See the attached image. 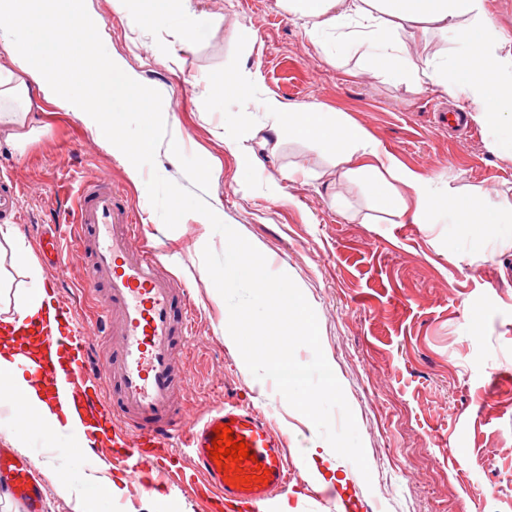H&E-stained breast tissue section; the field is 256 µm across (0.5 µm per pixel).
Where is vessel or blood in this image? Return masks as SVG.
<instances>
[{"label":"vessel or blood","mask_w":512,"mask_h":512,"mask_svg":"<svg viewBox=\"0 0 512 512\" xmlns=\"http://www.w3.org/2000/svg\"><path fill=\"white\" fill-rule=\"evenodd\" d=\"M70 227L76 248L85 249L89 263L85 291L96 302L103 339L110 353L91 358L85 331L73 307L53 308L57 344L68 355L63 368L50 357L32 361V378L53 386L78 412L105 411L112 430L109 451L122 459L128 472L156 471L175 476L178 485L193 488L208 507L225 512H266L273 497L285 490L294 468L282 436L266 415L236 399L225 400L192 424H184L178 392L187 388L181 368L190 335L187 296L162 267L153 250L137 242L138 226L128 198L106 178L83 182L74 208L64 210L60 227L43 231V257L64 268L61 227ZM111 382L104 397L101 383ZM229 427L235 441L246 443L250 456L241 467L255 476L267 470L266 482L234 486L211 455L215 430ZM194 460L181 465L182 453ZM34 458L0 450V472L10 477V492L25 512H41L42 493L33 479Z\"/></svg>","instance_id":"vessel-or-blood-1"}]
</instances>
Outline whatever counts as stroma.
I'll list each match as a JSON object with an SVG mask.
<instances>
[{"label": "stroma", "mask_w": 512, "mask_h": 512, "mask_svg": "<svg viewBox=\"0 0 512 512\" xmlns=\"http://www.w3.org/2000/svg\"><path fill=\"white\" fill-rule=\"evenodd\" d=\"M206 27L191 47L178 21L168 27L139 26L113 0H89L103 22L101 34L148 88L162 91L169 133L180 134L184 156L205 163L202 176L183 158L156 154L165 177L202 195L226 224L264 251L270 271L287 273L316 312L323 353L335 368L354 413L370 478L354 464L339 462L335 503L319 499L311 461L304 450L317 431L290 407L273 381L256 379L235 343L226 341L220 311L200 273L201 236L223 252L221 234L184 216L167 229L146 200L145 182H134L126 161L69 112L42 102V132L25 149L0 137V173L20 190L16 230L36 248L37 232L56 223L70 207L78 184L111 179L145 213L146 243L165 269L188 291L192 336L184 370L183 401L193 419L239 397L259 409L283 435L298 470L286 496L298 512H512V386L497 372L512 371V250L486 251L476 261L448 253L422 224H395L357 183L336 185L358 213L338 214L330 191L317 179L328 167L319 142H281L261 148L267 119L258 100L273 96L290 105L343 112L364 127L382 149L406 167L431 177L433 188L476 192L512 200V162L498 159L480 128L457 139L436 128L434 114L451 106L447 94L404 81H361L353 76L359 50L326 58L312 46L300 21L282 0H193ZM254 73L256 97H231L230 72ZM241 125V150L254 151L250 172L238 170L224 145V128ZM309 177L288 180L291 169ZM281 198L268 195L270 182ZM45 281L59 280L57 299L71 304L84 327L92 355L106 351L94 317V300L83 293L84 259L71 255L66 270L34 260ZM49 471L40 477L44 512H75L73 499L56 490L70 454L41 452ZM118 489L112 512H151L155 492L131 483L109 457L95 455ZM494 490L491 498L481 489Z\"/></svg>", "instance_id": "obj_1"}]
</instances>
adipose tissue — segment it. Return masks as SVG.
<instances>
[{
    "instance_id": "obj_1",
    "label": "adipose tissue",
    "mask_w": 512,
    "mask_h": 512,
    "mask_svg": "<svg viewBox=\"0 0 512 512\" xmlns=\"http://www.w3.org/2000/svg\"><path fill=\"white\" fill-rule=\"evenodd\" d=\"M320 52L338 56L353 47L364 50L359 76L387 78L391 63L405 62L401 74L416 87L441 89L453 100L468 103L467 115L486 134L492 150L512 161V38L496 24L488 0H285ZM120 11L139 22L164 26L171 12L181 15L186 44L201 40L192 0H114ZM99 18L79 7L78 0H0V135L25 149L38 129L36 97L72 112L115 155L129 161L128 173L140 181L134 159L143 141L125 132L130 115L162 110L163 98L143 87L98 35ZM437 30L451 45L448 55L429 51L427 34ZM105 58L98 68L89 50ZM275 138L316 139L331 156L334 183H363L380 205L401 224H425L440 231L449 247L472 254L488 247H512V202H493L483 195L449 191L438 195L432 180L381 150L377 141L341 112L313 105L292 107L275 97L260 99ZM51 298L40 282H32L17 298L13 312L1 319L0 399L15 403L17 422L0 423L11 447L21 445L23 424L38 422L53 438L79 444L87 426L66 402L46 400L47 387L32 382L19 364L54 348L50 337L29 334L23 322L43 320ZM82 480L62 481L61 495L74 498L76 512H90L85 492L94 487L105 497L117 491L112 480L99 478L85 457L73 461Z\"/></svg>"
}]
</instances>
